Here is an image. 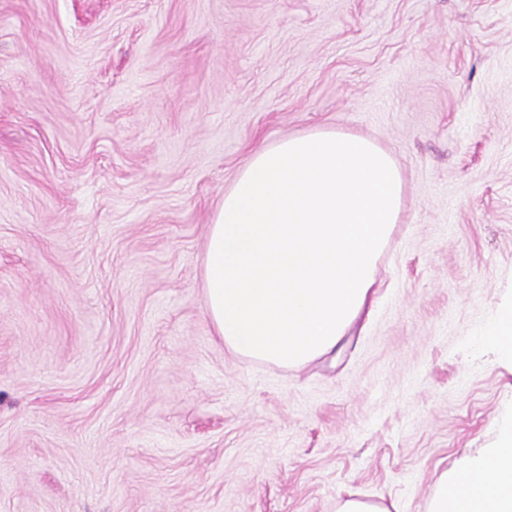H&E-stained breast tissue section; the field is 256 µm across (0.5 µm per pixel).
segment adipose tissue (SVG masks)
I'll return each instance as SVG.
<instances>
[{"label":"adipose tissue","mask_w":512,"mask_h":512,"mask_svg":"<svg viewBox=\"0 0 512 512\" xmlns=\"http://www.w3.org/2000/svg\"><path fill=\"white\" fill-rule=\"evenodd\" d=\"M405 200L392 152L317 130L255 151L210 227L206 311L237 357L299 367L367 320ZM428 512H512V427L437 482Z\"/></svg>","instance_id":"ef3b65f1"}]
</instances>
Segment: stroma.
I'll list each match as a JSON object with an SVG mask.
<instances>
[{
    "label": "stroma",
    "mask_w": 512,
    "mask_h": 512,
    "mask_svg": "<svg viewBox=\"0 0 512 512\" xmlns=\"http://www.w3.org/2000/svg\"><path fill=\"white\" fill-rule=\"evenodd\" d=\"M406 184L335 362L233 356L204 257L254 151ZM512 0H0V512H427L512 364ZM484 336L497 345L505 359L512 362V306L498 314L486 329ZM336 512H389L387 508L379 503L369 502L357 498L354 494L347 497H340L336 502Z\"/></svg>",
    "instance_id": "35a3bbf8"
}]
</instances>
